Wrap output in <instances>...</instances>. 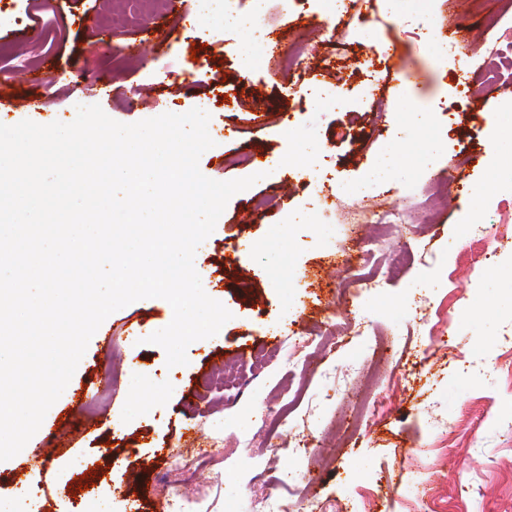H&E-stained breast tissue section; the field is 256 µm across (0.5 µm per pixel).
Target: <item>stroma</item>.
<instances>
[{
    "label": "stroma",
    "mask_w": 512,
    "mask_h": 512,
    "mask_svg": "<svg viewBox=\"0 0 512 512\" xmlns=\"http://www.w3.org/2000/svg\"><path fill=\"white\" fill-rule=\"evenodd\" d=\"M257 25L220 35L203 19L183 20L169 0L134 21L128 0H0V122L39 124L75 117L90 96L112 119L135 123L199 108L210 116L214 147L202 174L228 181L266 177L235 194L195 255V269L232 314L220 332L192 342L187 364L169 368L165 350L148 343L170 321L160 298L112 313L92 336L74 373L91 377L86 395L110 397L90 416L62 394L29 440L45 467L27 485L38 512H94L116 495L130 512H257L269 496L278 512H512V155L492 149L489 129L512 133V73L483 78L489 61L511 54L500 39L512 28L501 0H352L337 15L334 0H234ZM500 16L497 27L486 14ZM463 15L469 30L456 54L429 52L433 33ZM278 54L295 53L300 73L270 72L258 58L259 38ZM146 40V54L131 51ZM373 59L367 77L356 60ZM49 75L33 86V74ZM373 92H366V79ZM339 87V99L305 97L304 84ZM466 97H459L460 84ZM37 94L47 110L13 108ZM129 106H120L121 98ZM484 111H476L477 103ZM261 115L262 124L251 122ZM323 148L313 163L282 165L293 147ZM227 155L247 157L224 168ZM441 174L449 201L423 223L418 169ZM267 205L255 209L256 199ZM403 212L392 238L412 237L411 263L379 288L352 287L380 273L388 259L352 226L374 212ZM282 237L243 260L240 245ZM449 318L438 335L427 321ZM306 343L310 363L288 353ZM268 351L264 371L243 389L199 398L215 369L248 370ZM150 373L156 410L140 408L133 369ZM176 389H166L169 379ZM382 408L375 420L337 433L365 386ZM302 395L280 414L289 389ZM72 421L69 447L44 430ZM337 450L310 482L308 447ZM206 449L211 462L180 482L177 455ZM88 471L87 490L79 474ZM261 483H250L254 471Z\"/></svg>",
    "instance_id": "35a3bbf8"
}]
</instances>
